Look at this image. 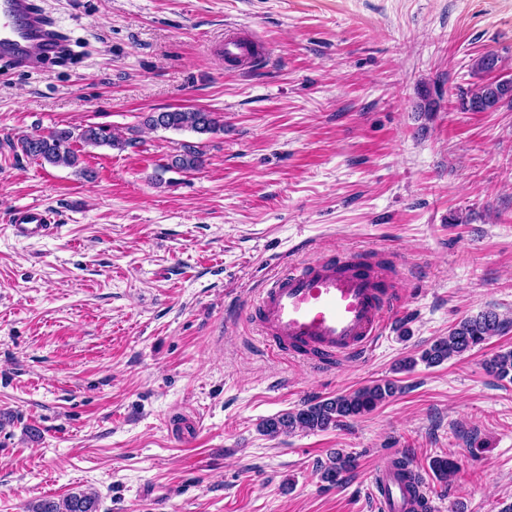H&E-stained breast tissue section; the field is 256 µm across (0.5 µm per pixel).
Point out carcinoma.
I'll return each mask as SVG.
<instances>
[{
  "label": "carcinoma",
  "mask_w": 512,
  "mask_h": 512,
  "mask_svg": "<svg viewBox=\"0 0 512 512\" xmlns=\"http://www.w3.org/2000/svg\"><path fill=\"white\" fill-rule=\"evenodd\" d=\"M507 101L512 103V79H499L477 87L461 95L459 107L463 112H486L495 110ZM142 125L149 129L190 130L198 134L215 133L224 128L213 112L201 108H181L164 112H149ZM79 142L85 146L122 149L128 141L104 125H86L56 128L46 134H25L18 139L22 153L49 164H75L77 156L72 145ZM203 164L202 154L186 147L171 156V162L162 169L195 171ZM504 321L487 311L476 317L460 321L446 337L436 339L421 352L420 359L428 365L440 364L453 356H460L483 344L487 339L502 332ZM487 369L500 380L512 382V350L498 354L487 365ZM398 387L390 382L375 383L361 387L349 394L308 403L301 408L286 412L262 422L261 430L269 436L283 432L324 431L342 422V419L363 415L395 396ZM355 460L350 454L336 453L330 466L322 473L326 482L337 484L354 467ZM29 512H98L97 495L93 492L74 493L57 503L45 500L33 505Z\"/></svg>",
  "instance_id": "1"
}]
</instances>
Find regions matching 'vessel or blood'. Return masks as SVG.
<instances>
[{"label": "vessel or blood", "mask_w": 512, "mask_h": 512, "mask_svg": "<svg viewBox=\"0 0 512 512\" xmlns=\"http://www.w3.org/2000/svg\"><path fill=\"white\" fill-rule=\"evenodd\" d=\"M227 57L256 63L248 39H224ZM59 49L32 0H0V56L29 66ZM11 223L17 234L44 237L53 229L50 212L39 205L15 210ZM400 304L390 269L347 251L270 277L248 307L272 352H285L324 369L337 361L365 355L382 339L386 316ZM377 512H433L425 487L410 489L392 462L375 475L371 492Z\"/></svg>", "instance_id": "vessel-or-blood-1"}]
</instances>
